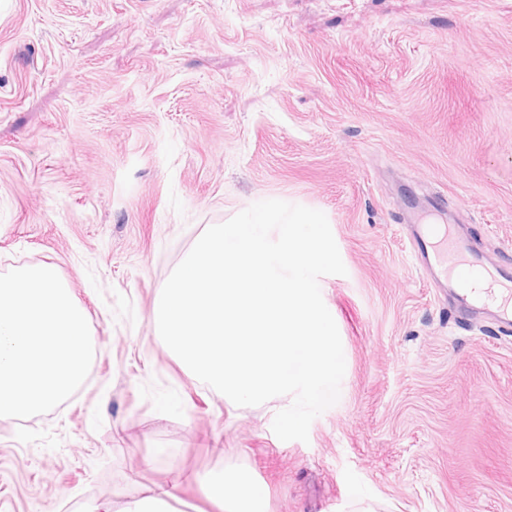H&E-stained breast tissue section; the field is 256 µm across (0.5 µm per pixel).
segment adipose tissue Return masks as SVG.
<instances>
[{
	"label": "adipose tissue",
	"mask_w": 512,
	"mask_h": 512,
	"mask_svg": "<svg viewBox=\"0 0 512 512\" xmlns=\"http://www.w3.org/2000/svg\"><path fill=\"white\" fill-rule=\"evenodd\" d=\"M204 492L221 512H266L264 489L246 470L208 476L204 482Z\"/></svg>",
	"instance_id": "obj_1"
}]
</instances>
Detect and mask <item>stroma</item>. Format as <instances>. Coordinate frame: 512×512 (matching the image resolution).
<instances>
[{"label": "stroma", "mask_w": 512, "mask_h": 512, "mask_svg": "<svg viewBox=\"0 0 512 512\" xmlns=\"http://www.w3.org/2000/svg\"><path fill=\"white\" fill-rule=\"evenodd\" d=\"M512 265V0H0V274L54 266L89 318L85 382L0 418V512H115L158 484L219 512H512V328L460 315L405 226ZM279 199L328 218L339 401L226 403L157 343L160 284L212 224ZM204 492L221 511H266L264 489L248 470L211 474L204 482Z\"/></svg>", "instance_id": "stroma-1"}]
</instances>
